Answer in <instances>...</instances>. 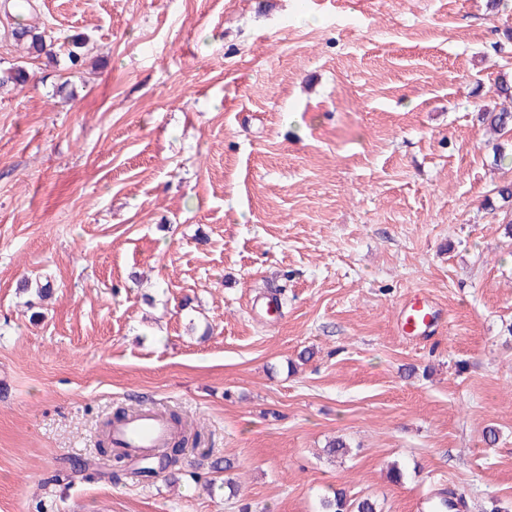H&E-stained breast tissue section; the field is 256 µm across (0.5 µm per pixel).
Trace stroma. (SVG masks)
Segmentation results:
<instances>
[{"mask_svg": "<svg viewBox=\"0 0 512 512\" xmlns=\"http://www.w3.org/2000/svg\"><path fill=\"white\" fill-rule=\"evenodd\" d=\"M509 26L512 0L0 9V70L30 73L0 89V512H421L441 484L512 512V132L478 118ZM416 292L426 339L395 324ZM143 403L201 435L176 482L100 464ZM207 451L234 463L211 485ZM45 32L36 30L30 27H17L13 30V36L17 41L26 42L29 53H36L37 55H45L46 57H53V43L49 44L46 41ZM441 313L423 294L409 296L400 308L398 319L407 336L425 338L436 329ZM321 506L322 512H379L371 499H349L343 490H336L332 498L322 501Z\"/></svg>", "mask_w": 512, "mask_h": 512, "instance_id": "stroma-1", "label": "stroma"}]
</instances>
